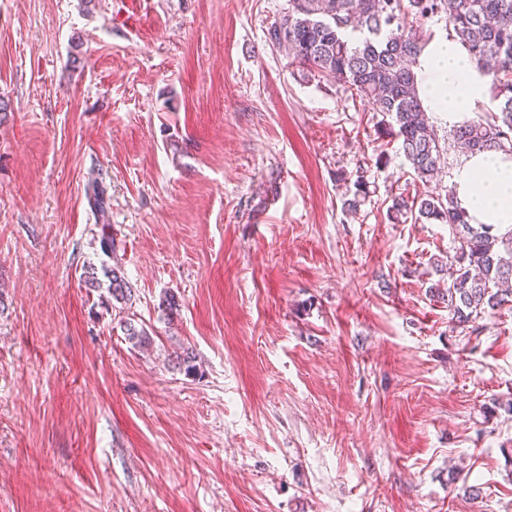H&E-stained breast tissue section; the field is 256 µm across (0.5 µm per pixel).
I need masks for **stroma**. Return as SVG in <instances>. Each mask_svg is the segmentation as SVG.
Masks as SVG:
<instances>
[{
  "mask_svg": "<svg viewBox=\"0 0 512 512\" xmlns=\"http://www.w3.org/2000/svg\"><path fill=\"white\" fill-rule=\"evenodd\" d=\"M287 13L0 0V512H512V308L453 322L447 225L387 217L466 154L432 113L422 183L269 44ZM110 256L124 306L83 283Z\"/></svg>",
  "mask_w": 512,
  "mask_h": 512,
  "instance_id": "1",
  "label": "stroma"
}]
</instances>
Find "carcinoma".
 Returning <instances> with one entry per match:
<instances>
[{
    "label": "carcinoma",
    "mask_w": 512,
    "mask_h": 512,
    "mask_svg": "<svg viewBox=\"0 0 512 512\" xmlns=\"http://www.w3.org/2000/svg\"><path fill=\"white\" fill-rule=\"evenodd\" d=\"M413 15L416 26L405 22ZM444 16L448 35L464 46L476 68L490 78L495 109L453 125L457 142L476 154H512V0H289L288 15L268 30L273 47L312 78L333 81L351 96L373 101L393 123L384 133L401 141L411 168L426 182L440 166L442 149L420 97L414 64L430 36L424 24ZM393 220L446 224L454 248L448 256V287L434 289L455 321L469 323L512 303V225L472 224L455 191L392 199ZM112 298L131 299L121 267H102ZM129 341L150 344L145 328L124 322ZM176 365L197 373L185 350Z\"/></svg>",
    "instance_id": "1"
}]
</instances>
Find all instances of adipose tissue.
Returning <instances> with one entry per match:
<instances>
[{"label": "adipose tissue", "instance_id": "adipose-tissue-1", "mask_svg": "<svg viewBox=\"0 0 512 512\" xmlns=\"http://www.w3.org/2000/svg\"><path fill=\"white\" fill-rule=\"evenodd\" d=\"M419 86L449 122L469 116L487 95V83L453 39L436 40L416 67ZM462 208L474 224L512 225V158L502 153L467 157L454 179Z\"/></svg>", "mask_w": 512, "mask_h": 512}]
</instances>
